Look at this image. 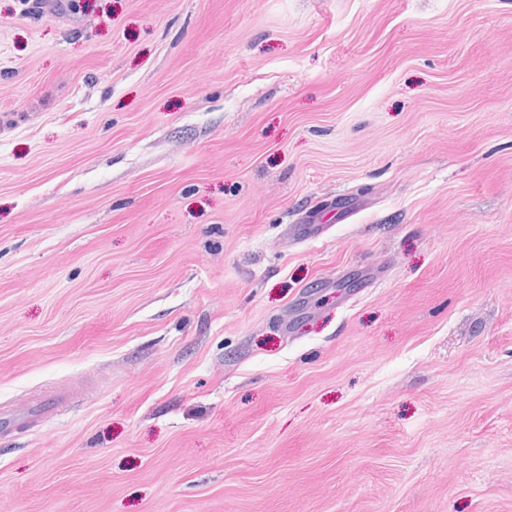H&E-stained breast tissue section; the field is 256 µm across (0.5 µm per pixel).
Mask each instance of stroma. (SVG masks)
Masks as SVG:
<instances>
[{
    "instance_id": "35a3bbf8",
    "label": "stroma",
    "mask_w": 512,
    "mask_h": 512,
    "mask_svg": "<svg viewBox=\"0 0 512 512\" xmlns=\"http://www.w3.org/2000/svg\"><path fill=\"white\" fill-rule=\"evenodd\" d=\"M61 387L8 512H512V0H0V407Z\"/></svg>"
}]
</instances>
